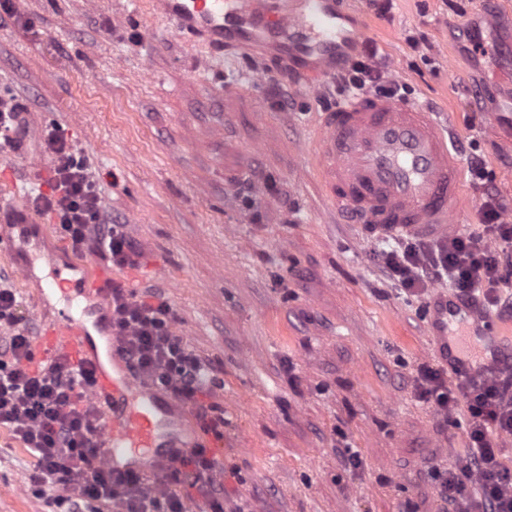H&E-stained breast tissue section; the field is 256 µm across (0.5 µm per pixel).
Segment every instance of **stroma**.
<instances>
[{
	"instance_id": "35a3bbf8",
	"label": "stroma",
	"mask_w": 512,
	"mask_h": 512,
	"mask_svg": "<svg viewBox=\"0 0 512 512\" xmlns=\"http://www.w3.org/2000/svg\"><path fill=\"white\" fill-rule=\"evenodd\" d=\"M0 18V93L29 111L27 149L0 158V206L27 197L51 164L37 142L59 124L88 158L104 210L142 252L112 277L163 289L176 331L219 366L224 494L253 512H443L426 462L454 467L465 415L445 423L413 378L432 362L428 307L379 267L390 241L338 213L308 153L320 99L271 68L208 47L156 16L150 0H22ZM413 105L479 155L512 203V0H393L379 15L349 0ZM427 37L430 49H412ZM208 68H193L196 60ZM288 90L280 109L274 83ZM0 285L43 331L36 301L0 257ZM353 448L350 465L344 448ZM28 449L0 428V512H44Z\"/></svg>"
}]
</instances>
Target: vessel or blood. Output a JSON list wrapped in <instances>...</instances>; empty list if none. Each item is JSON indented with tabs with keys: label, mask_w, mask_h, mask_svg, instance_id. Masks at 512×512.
I'll use <instances>...</instances> for the list:
<instances>
[{
	"label": "vessel or blood",
	"mask_w": 512,
	"mask_h": 512,
	"mask_svg": "<svg viewBox=\"0 0 512 512\" xmlns=\"http://www.w3.org/2000/svg\"><path fill=\"white\" fill-rule=\"evenodd\" d=\"M153 6L213 50L241 51L254 78L273 61L302 64L305 85L315 94L334 77L353 40L342 27L341 0H153ZM449 141V131L428 109L356 95L317 113L314 158L328 196L365 233L445 238L457 232L453 215L463 204L461 165ZM16 226L17 243L0 251L25 282H35V266L49 268L62 299L77 306L50 322L35 355L41 361L62 357L92 371L89 395L104 415L105 467L116 475L151 477L177 466L193 446L187 410L136 377L118 353L102 304L111 270L75 262L71 277H62L55 256L30 250L31 216ZM430 317L431 352L456 378L512 367V325L494 327L480 299L440 292Z\"/></svg>",
	"instance_id": "b4317fda"
}]
</instances>
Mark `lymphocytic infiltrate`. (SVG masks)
<instances>
[{"mask_svg": "<svg viewBox=\"0 0 512 512\" xmlns=\"http://www.w3.org/2000/svg\"><path fill=\"white\" fill-rule=\"evenodd\" d=\"M374 43L347 58L334 83L340 96L371 92L406 99L407 85L386 75ZM23 105L0 93V151L26 145ZM42 150L53 159L46 184L33 202L58 224L73 254L88 252L118 268L132 267L140 253L124 225L107 220L98 185L65 129L42 130ZM468 172L483 189L477 231L449 239L402 238L380 254L384 276L417 296L436 283L463 298L477 297L485 309L503 306L501 287L512 283V224L483 160L468 161ZM112 335L121 355L142 380L190 408L203 435L222 440L224 410L214 399L215 368L176 331V314L164 294L147 297L121 284L107 296ZM13 289H0V428L28 448L35 462L30 486L46 490V512H95L109 504L117 512H184L187 501H204L210 512H250L248 502L224 495V465L213 449L194 448L178 467L149 481L137 475L113 477L101 457V419L89 400L92 373L64 359L35 363L32 329L19 317ZM422 398L442 416L466 407L468 443L454 469L429 466L448 512H512V465L500 448L512 434V369L448 384L439 366L420 364L415 379Z\"/></svg>", "mask_w": 512, "mask_h": 512, "instance_id": "1", "label": "lymphocytic infiltrate"}]
</instances>
